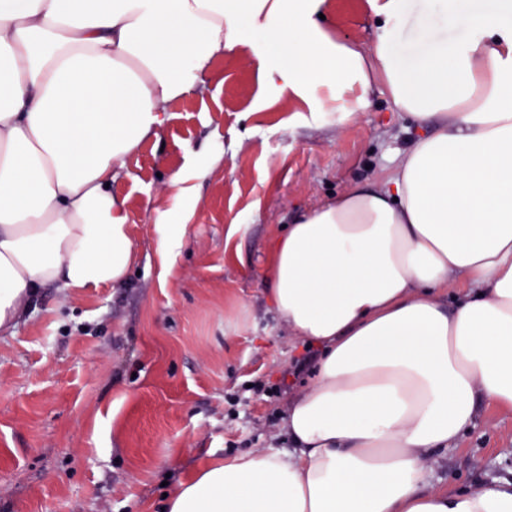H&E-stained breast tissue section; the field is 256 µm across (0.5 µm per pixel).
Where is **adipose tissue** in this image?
Returning a JSON list of instances; mask_svg holds the SVG:
<instances>
[{"mask_svg": "<svg viewBox=\"0 0 512 512\" xmlns=\"http://www.w3.org/2000/svg\"><path fill=\"white\" fill-rule=\"evenodd\" d=\"M370 4L366 48L332 36L328 0H0L2 336L26 296L125 279L110 183L225 54L340 122L337 98L382 83L416 130L383 184L296 215L270 250L268 301L313 353L289 450L200 467L164 512H512V480L448 489L431 466L480 407L512 410V0L413 72L392 49L401 0Z\"/></svg>", "mask_w": 512, "mask_h": 512, "instance_id": "1", "label": "adipose tissue"}]
</instances>
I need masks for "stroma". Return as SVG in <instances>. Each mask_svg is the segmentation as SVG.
Returning a JSON list of instances; mask_svg holds the SVG:
<instances>
[{
	"instance_id": "1",
	"label": "stroma",
	"mask_w": 512,
	"mask_h": 512,
	"mask_svg": "<svg viewBox=\"0 0 512 512\" xmlns=\"http://www.w3.org/2000/svg\"><path fill=\"white\" fill-rule=\"evenodd\" d=\"M402 3L394 45L409 70L468 39V17L492 5L456 0L454 22L434 0ZM329 8L336 38L373 41L369 0ZM257 95L251 61L218 60L207 94L174 105L112 183L137 251L125 281L47 289L0 337V512H159L202 465L287 449L279 413L311 371L267 300L271 243L295 214L393 168L414 129L380 83L337 101L341 124L297 101L256 111ZM213 155L175 199L170 176ZM173 208L184 225L164 252ZM434 468L445 487L512 479V411L480 408Z\"/></svg>"
}]
</instances>
